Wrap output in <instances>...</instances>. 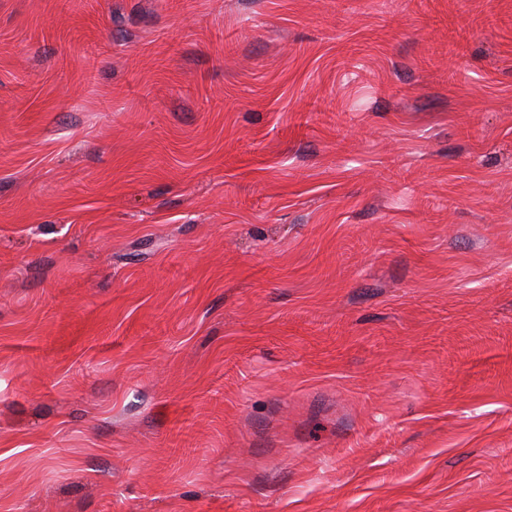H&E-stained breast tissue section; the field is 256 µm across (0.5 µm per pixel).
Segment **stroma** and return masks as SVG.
Returning <instances> with one entry per match:
<instances>
[{
  "instance_id": "35a3bbf8",
  "label": "stroma",
  "mask_w": 512,
  "mask_h": 512,
  "mask_svg": "<svg viewBox=\"0 0 512 512\" xmlns=\"http://www.w3.org/2000/svg\"><path fill=\"white\" fill-rule=\"evenodd\" d=\"M0 512H512V0H0Z\"/></svg>"
}]
</instances>
